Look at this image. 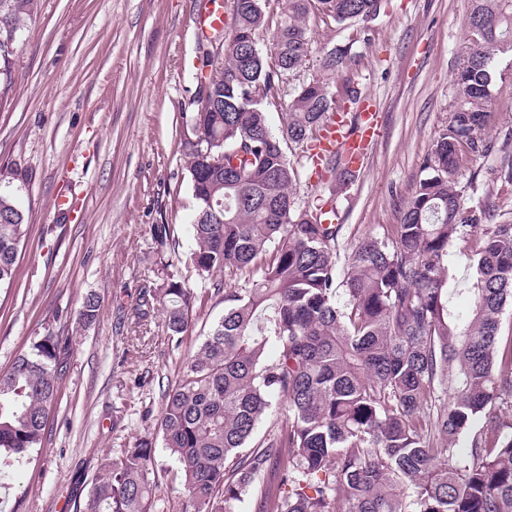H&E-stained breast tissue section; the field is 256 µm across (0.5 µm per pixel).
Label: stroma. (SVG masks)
I'll list each match as a JSON object with an SVG mask.
<instances>
[{"label": "stroma", "mask_w": 512, "mask_h": 512, "mask_svg": "<svg viewBox=\"0 0 512 512\" xmlns=\"http://www.w3.org/2000/svg\"><path fill=\"white\" fill-rule=\"evenodd\" d=\"M200 0H39L20 37L14 88L0 105V179L28 225L17 275L0 288V372L32 336L53 326L69 337L53 429L29 458L0 464V512H83L101 458L157 436L162 392L174 384L224 315L205 297L181 340L161 311L145 325L130 314L141 292L161 287L159 259L185 275L195 218L183 146L196 87ZM469 0H388L355 29L311 22L308 62L282 88L268 124L279 133L299 81L321 75L331 47L348 44L347 75L373 96L378 135L358 178L338 200L342 252L400 223L422 161L454 103L453 78L470 42ZM490 136L512 128V53L495 60ZM71 186L76 206L52 198ZM172 229L159 249L154 225ZM98 314L76 324L86 296Z\"/></svg>", "instance_id": "1"}]
</instances>
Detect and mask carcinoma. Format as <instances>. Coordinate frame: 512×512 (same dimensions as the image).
<instances>
[{
	"label": "carcinoma",
	"instance_id": "1",
	"mask_svg": "<svg viewBox=\"0 0 512 512\" xmlns=\"http://www.w3.org/2000/svg\"><path fill=\"white\" fill-rule=\"evenodd\" d=\"M233 0L219 49H198L192 99L195 142L185 153L196 216V278L220 273L224 317L162 394L163 448L179 464L178 500L161 495L156 441L139 438L101 459L84 512H512V157L477 193L461 163L490 155L485 127L492 64L512 52V0H470L472 48L455 73L457 102L423 162L401 223L339 250L336 192L354 181L326 153L325 196L301 206L293 187L315 170L313 150L332 114L364 97L351 79L332 92L313 78L295 89L281 135L267 122L280 87L306 64L308 15L347 27L375 18L385 0ZM38 0H0V105L14 84L19 37ZM271 31L261 49L259 34ZM351 46L324 68L341 72ZM222 163L215 164L216 156ZM497 216L494 224L488 218ZM27 236L14 196L0 188V286L11 284ZM468 257L459 277L452 248ZM162 262L163 287L135 320L162 307L184 334L194 291ZM469 296L466 316L454 298ZM277 350L267 359L268 347ZM68 338L46 329L0 373V456L19 461L43 447ZM287 405L256 444L273 399Z\"/></svg>",
	"mask_w": 512,
	"mask_h": 512
}]
</instances>
